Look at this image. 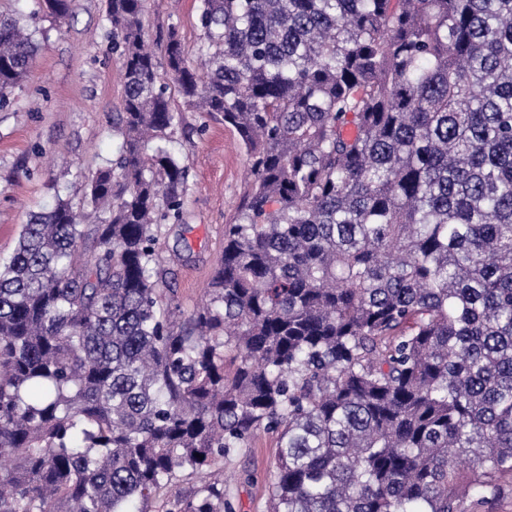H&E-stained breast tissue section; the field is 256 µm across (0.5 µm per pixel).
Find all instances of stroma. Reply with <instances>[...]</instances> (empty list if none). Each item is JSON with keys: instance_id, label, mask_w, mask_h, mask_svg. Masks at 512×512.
Wrapping results in <instances>:
<instances>
[{"instance_id": "obj_1", "label": "stroma", "mask_w": 512, "mask_h": 512, "mask_svg": "<svg viewBox=\"0 0 512 512\" xmlns=\"http://www.w3.org/2000/svg\"><path fill=\"white\" fill-rule=\"evenodd\" d=\"M198 0H145L146 41L175 26L189 50L200 43ZM15 15L38 30L40 49L11 104L0 111V257L16 246L31 212L57 198L78 199L85 178L118 156L113 118L122 106L121 64L112 49L106 0H71L63 23L41 12L38 0H0V15ZM172 148L188 166L183 223L168 224L159 240L162 266L183 312L205 296L247 190V159L236 132L221 116L181 115ZM276 435L258 432L248 450L224 461L234 473L233 512H267Z\"/></svg>"}]
</instances>
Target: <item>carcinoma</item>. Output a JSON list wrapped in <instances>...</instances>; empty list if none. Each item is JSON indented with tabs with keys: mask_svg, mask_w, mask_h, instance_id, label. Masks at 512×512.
<instances>
[{
	"mask_svg": "<svg viewBox=\"0 0 512 512\" xmlns=\"http://www.w3.org/2000/svg\"><path fill=\"white\" fill-rule=\"evenodd\" d=\"M144 2L107 0L118 158L0 259V512H227L177 478L259 431L270 512L512 495V0H200L203 70L173 26L145 48ZM38 51L0 18L1 110ZM173 90L249 180L181 322Z\"/></svg>",
	"mask_w": 512,
	"mask_h": 512,
	"instance_id": "obj_1",
	"label": "carcinoma"
}]
</instances>
